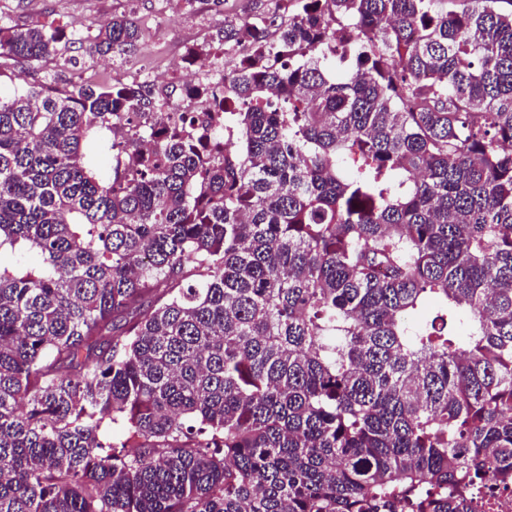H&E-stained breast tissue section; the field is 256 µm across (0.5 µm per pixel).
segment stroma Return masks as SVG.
Here are the masks:
<instances>
[{"mask_svg":"<svg viewBox=\"0 0 512 512\" xmlns=\"http://www.w3.org/2000/svg\"><path fill=\"white\" fill-rule=\"evenodd\" d=\"M290 0H184L173 11L171 0H0V21L23 25L51 21L68 41L77 66L61 67L46 59L26 68L28 81L47 78L68 86L79 80L111 85L117 82H147L155 97L177 101L183 77L193 61L212 62L223 52L216 35L224 20L242 21L260 11L287 19ZM136 21L143 41L132 52L106 60L89 59V38L112 16Z\"/></svg>","mask_w":512,"mask_h":512,"instance_id":"1","label":"stroma"}]
</instances>
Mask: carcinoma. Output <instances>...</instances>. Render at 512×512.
<instances>
[{"label":"carcinoma","mask_w":512,"mask_h":512,"mask_svg":"<svg viewBox=\"0 0 512 512\" xmlns=\"http://www.w3.org/2000/svg\"><path fill=\"white\" fill-rule=\"evenodd\" d=\"M295 2L219 28L197 94L238 151L158 136L143 82L0 93V512H470L512 483V0ZM64 38L0 24V61ZM141 39L114 16L86 52Z\"/></svg>","instance_id":"obj_1"}]
</instances>
